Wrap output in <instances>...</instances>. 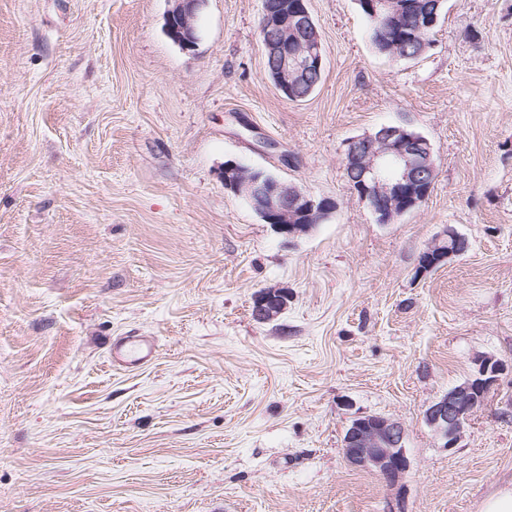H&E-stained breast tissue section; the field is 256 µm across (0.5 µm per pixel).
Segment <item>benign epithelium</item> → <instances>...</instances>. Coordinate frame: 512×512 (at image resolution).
<instances>
[{
    "instance_id": "obj_1",
    "label": "benign epithelium",
    "mask_w": 512,
    "mask_h": 512,
    "mask_svg": "<svg viewBox=\"0 0 512 512\" xmlns=\"http://www.w3.org/2000/svg\"><path fill=\"white\" fill-rule=\"evenodd\" d=\"M203 0H170L166 17L169 36L180 47L190 50L197 38L196 20ZM277 45L278 68L283 79L297 77L310 86L318 84L323 57L318 30L309 29V16L299 12L280 25ZM344 168L359 173L354 192L367 204L376 219L390 223L410 212L428 197L430 180L437 175L430 142L415 130L400 124H384L372 134L348 143ZM224 186L242 197L265 217L277 233L293 238L308 233L322 217L336 210V202L315 199L294 184L276 178H263L236 162H227L222 171ZM457 239L448 231V240L425 250L420 272L441 266L456 251L449 241ZM288 307V290L264 288L254 296L255 317L261 322L277 318ZM505 371V364L492 357L480 360L478 370L464 384L431 404L425 422L443 442L458 444L474 410ZM401 422L378 415L352 420L343 439V453L353 466L377 471L388 484L398 483L408 469L402 446Z\"/></svg>"
}]
</instances>
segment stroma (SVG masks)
<instances>
[{
  "label": "stroma",
  "mask_w": 512,
  "mask_h": 512,
  "mask_svg": "<svg viewBox=\"0 0 512 512\" xmlns=\"http://www.w3.org/2000/svg\"><path fill=\"white\" fill-rule=\"evenodd\" d=\"M309 97L266 74L262 0H0V512H479L512 481V373L447 449L430 404L512 364V0H447L431 48L378 53L357 0H309ZM425 136V202L381 224L350 140ZM336 210L278 234L225 162ZM468 249L424 275L447 230ZM288 291L275 320L253 298ZM154 337L126 372L111 338ZM400 421L409 469L351 466V421ZM202 2L203 0H170L166 29L182 49L191 50L195 47L196 20Z\"/></svg>",
  "instance_id": "1"
}]
</instances>
